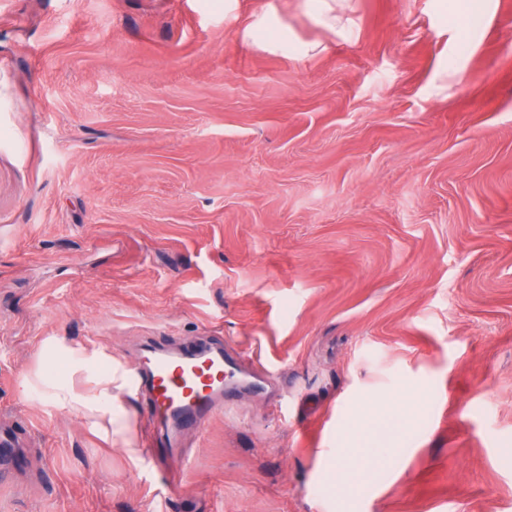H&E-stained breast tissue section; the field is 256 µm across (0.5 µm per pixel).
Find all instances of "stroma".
Wrapping results in <instances>:
<instances>
[{
	"label": "stroma",
	"instance_id": "obj_1",
	"mask_svg": "<svg viewBox=\"0 0 512 512\" xmlns=\"http://www.w3.org/2000/svg\"><path fill=\"white\" fill-rule=\"evenodd\" d=\"M329 3L0 0V512H512V0ZM53 337L265 391L171 487L130 388L108 443L24 394Z\"/></svg>",
	"mask_w": 512,
	"mask_h": 512
}]
</instances>
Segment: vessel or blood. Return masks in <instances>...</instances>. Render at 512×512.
Segmentation results:
<instances>
[{
	"instance_id": "vessel-or-blood-1",
	"label": "vessel or blood",
	"mask_w": 512,
	"mask_h": 512,
	"mask_svg": "<svg viewBox=\"0 0 512 512\" xmlns=\"http://www.w3.org/2000/svg\"><path fill=\"white\" fill-rule=\"evenodd\" d=\"M130 386L148 394L152 420L167 428L166 436L152 440L146 450L149 461L163 464L175 455L177 432L206 425L237 391L257 390L262 383L243 375L223 346L202 343L182 349H149Z\"/></svg>"
}]
</instances>
